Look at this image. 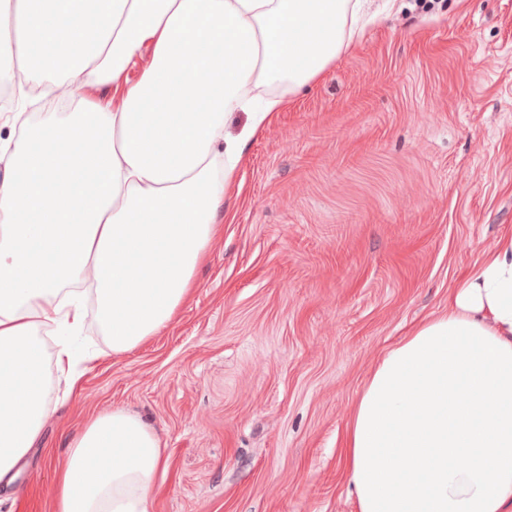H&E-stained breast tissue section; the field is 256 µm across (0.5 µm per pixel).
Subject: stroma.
Here are the masks:
<instances>
[{"label":"stroma","instance_id":"stroma-1","mask_svg":"<svg viewBox=\"0 0 512 512\" xmlns=\"http://www.w3.org/2000/svg\"><path fill=\"white\" fill-rule=\"evenodd\" d=\"M372 19L246 143L175 318L116 354L94 312L0 512H52L92 413L150 422L152 512H356L342 441L389 347L512 236V0H369Z\"/></svg>","mask_w":512,"mask_h":512}]
</instances>
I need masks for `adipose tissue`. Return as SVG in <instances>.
<instances>
[{
	"instance_id": "adipose-tissue-1",
	"label": "adipose tissue",
	"mask_w": 512,
	"mask_h": 512,
	"mask_svg": "<svg viewBox=\"0 0 512 512\" xmlns=\"http://www.w3.org/2000/svg\"><path fill=\"white\" fill-rule=\"evenodd\" d=\"M359 0H0V84L67 95L0 178V482L49 416L40 327L94 298L113 352L156 335L220 230L242 146L354 36ZM149 64L128 82L140 57ZM111 87L108 102L80 93ZM250 123L225 139L236 110ZM357 512H512V237L378 361L348 425ZM155 428L91 416L54 512H151Z\"/></svg>"
}]
</instances>
